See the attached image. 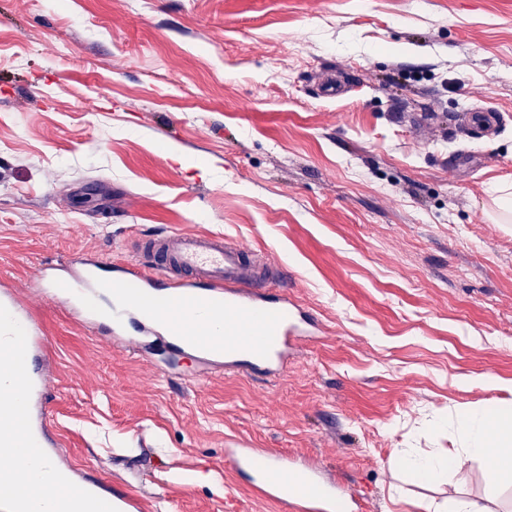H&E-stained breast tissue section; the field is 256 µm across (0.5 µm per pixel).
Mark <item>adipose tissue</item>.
I'll return each instance as SVG.
<instances>
[{
  "instance_id": "adipose-tissue-1",
  "label": "adipose tissue",
  "mask_w": 512,
  "mask_h": 512,
  "mask_svg": "<svg viewBox=\"0 0 512 512\" xmlns=\"http://www.w3.org/2000/svg\"><path fill=\"white\" fill-rule=\"evenodd\" d=\"M452 422L462 441L460 449L429 457L402 454L397 463L417 480L430 483L443 473L462 472L472 459L491 463L504 478L512 479V405L488 417L479 407L456 410Z\"/></svg>"
}]
</instances>
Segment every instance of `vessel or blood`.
<instances>
[{"label": "vessel or blood", "mask_w": 512, "mask_h": 512, "mask_svg": "<svg viewBox=\"0 0 512 512\" xmlns=\"http://www.w3.org/2000/svg\"><path fill=\"white\" fill-rule=\"evenodd\" d=\"M266 261L252 249L224 236L175 232L151 236L140 244L138 261L106 267L103 260L76 257L44 263L39 283L96 321L103 288H111L112 318L107 335L126 351L144 354L156 342L230 374L276 375L284 371L289 350L304 337L318 335L309 317L287 293L268 294L259 282ZM50 348L14 289H0V512H32L30 502L13 494L25 482L29 459L53 463L47 380L39 362ZM237 474L250 475L253 488L286 512H337L340 494L318 464L284 462L257 448L224 451ZM71 498L56 486L43 489L55 512H146L140 496L106 490L100 478L70 471Z\"/></svg>", "instance_id": "b4317fda"}]
</instances>
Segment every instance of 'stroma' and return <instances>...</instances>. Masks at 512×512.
Masks as SVG:
<instances>
[{
    "label": "stroma",
    "mask_w": 512,
    "mask_h": 512,
    "mask_svg": "<svg viewBox=\"0 0 512 512\" xmlns=\"http://www.w3.org/2000/svg\"><path fill=\"white\" fill-rule=\"evenodd\" d=\"M511 181L512 0H0V280L52 350L60 460L147 512H284L225 461L239 442L319 462L367 512H512L485 461L433 484L395 465L512 395ZM163 231L267 253L320 339L285 375L196 385L192 358L119 350L32 289Z\"/></svg>",
    "instance_id": "1"
}]
</instances>
